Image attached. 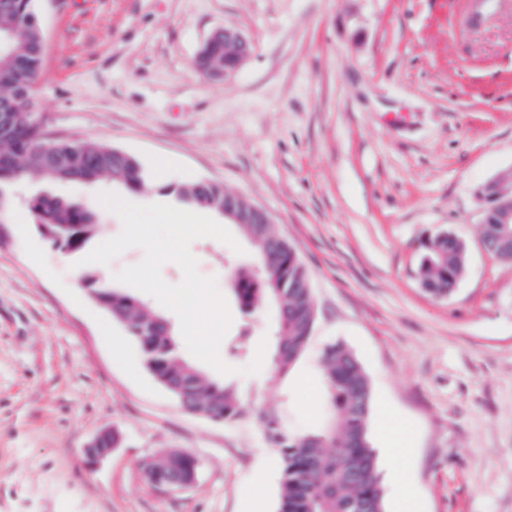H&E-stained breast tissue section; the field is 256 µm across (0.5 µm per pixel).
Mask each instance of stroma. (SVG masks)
<instances>
[{
    "mask_svg": "<svg viewBox=\"0 0 512 512\" xmlns=\"http://www.w3.org/2000/svg\"><path fill=\"white\" fill-rule=\"evenodd\" d=\"M470 19L464 0H36L44 36L34 112L48 139L92 141L147 171L137 204L171 185H222L266 210L310 274L317 318L288 373L242 374L273 306L244 315L211 237L190 252L233 323L209 365L242 415L183 411L137 343L90 298L80 274L114 285L144 251L79 267L40 233L32 201L94 211L98 241L122 224L92 185L32 180L0 212V512H277L282 465L257 422L315 428L321 358L357 356L371 386L370 445L384 512L400 488L421 512H512V262L480 239L477 189L512 167V0ZM238 29L254 51L229 82L194 59L209 33ZM452 232L465 270L437 299L421 287V244ZM249 340L251 352L238 351ZM123 441L94 466L100 431ZM163 449L198 462L162 492L142 463Z\"/></svg>",
    "mask_w": 512,
    "mask_h": 512,
    "instance_id": "35a3bbf8",
    "label": "stroma"
}]
</instances>
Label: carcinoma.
I'll use <instances>...</instances> for the list:
<instances>
[{
	"instance_id": "obj_1",
	"label": "carcinoma",
	"mask_w": 512,
	"mask_h": 512,
	"mask_svg": "<svg viewBox=\"0 0 512 512\" xmlns=\"http://www.w3.org/2000/svg\"><path fill=\"white\" fill-rule=\"evenodd\" d=\"M6 3L7 10H0V34L7 39L0 50V113H12V134L0 140V206L8 202L10 189L30 175L58 183L109 179L128 192L142 191L147 184L144 168L125 152L115 155L112 147L56 141L64 162L54 169L45 166L40 153L45 139L33 112L43 58L35 0ZM198 57L196 66L207 72L224 71L223 44L201 47ZM171 193L184 204L224 214L225 191L220 185L192 182ZM33 211L41 233L62 253L79 252L96 238L97 217L75 201L41 195L33 200ZM240 229L254 249L255 261L253 269L232 274L233 292L244 312L263 298L278 305L272 361L277 371L285 373L304 352L316 322L309 274L271 225L242 224ZM481 240L485 250L512 261V243L503 246L502 225H481ZM465 260V245L452 233L425 241L418 267L422 288L436 298L447 295L461 277ZM82 281L96 303L136 341L149 372L183 409L224 422L239 418L241 407L229 389L206 383L186 361L166 318L147 311L139 299L101 283L91 272L82 273ZM322 375L325 394L318 429L290 434L277 413L267 411L259 417L283 465L278 512H383L377 460L368 439V378L355 355L341 343L325 349ZM175 467L186 474L190 460L180 452L167 451L142 463L145 473Z\"/></svg>"
}]
</instances>
